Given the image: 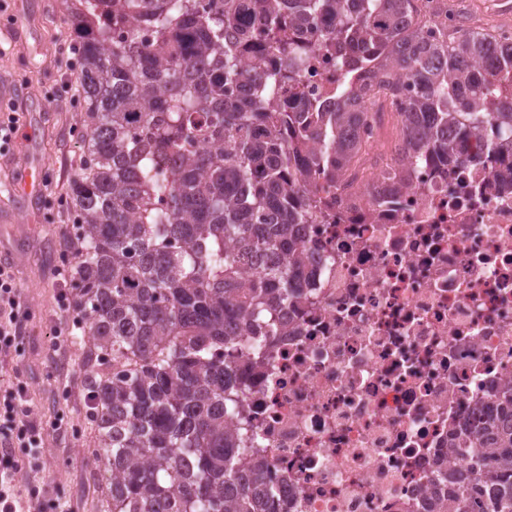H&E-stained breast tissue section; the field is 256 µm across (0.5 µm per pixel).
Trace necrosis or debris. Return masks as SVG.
I'll list each match as a JSON object with an SVG mask.
<instances>
[{"instance_id":"4bbe7bcc","label":"necrosis or debris","mask_w":512,"mask_h":512,"mask_svg":"<svg viewBox=\"0 0 512 512\" xmlns=\"http://www.w3.org/2000/svg\"><path fill=\"white\" fill-rule=\"evenodd\" d=\"M314 68L304 95L328 104L336 60ZM315 190L326 209L298 227L308 283L281 311L288 331L238 354L250 445L274 512H428L464 473L451 435L499 417L512 389V188L492 165L388 152Z\"/></svg>"}]
</instances>
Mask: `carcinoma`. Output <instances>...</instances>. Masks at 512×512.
Segmentation results:
<instances>
[{
    "label": "carcinoma",
    "mask_w": 512,
    "mask_h": 512,
    "mask_svg": "<svg viewBox=\"0 0 512 512\" xmlns=\"http://www.w3.org/2000/svg\"><path fill=\"white\" fill-rule=\"evenodd\" d=\"M423 0H72L83 169L69 203L72 280L88 319L80 371L105 466L100 512H269L268 463L245 448L242 388L224 351L283 334L302 287L293 227L313 181H339L396 97L398 150L468 168L512 160V42L429 29ZM139 18L149 36L130 25ZM311 21L343 81L304 101ZM381 72L375 86L356 75ZM288 91V111L272 95ZM472 478L435 512H512V428L452 439Z\"/></svg>",
    "instance_id": "1"
}]
</instances>
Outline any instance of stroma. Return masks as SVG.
<instances>
[{
	"mask_svg": "<svg viewBox=\"0 0 512 512\" xmlns=\"http://www.w3.org/2000/svg\"><path fill=\"white\" fill-rule=\"evenodd\" d=\"M456 2L464 27L512 24V0ZM75 43L63 0H0V117L15 114L19 126L32 129L27 154L42 170L30 197L19 189L22 168L0 166V215L15 218L0 223V246L13 254L26 314L22 341L0 353V400L23 392L43 432V449L17 440L11 448L16 488L34 512H99L106 478L91 454L82 347L68 334L77 314L74 292L55 276L75 248L68 194L83 163Z\"/></svg>",
	"mask_w": 512,
	"mask_h": 512,
	"instance_id": "35a3bbf8",
	"label": "stroma"
}]
</instances>
